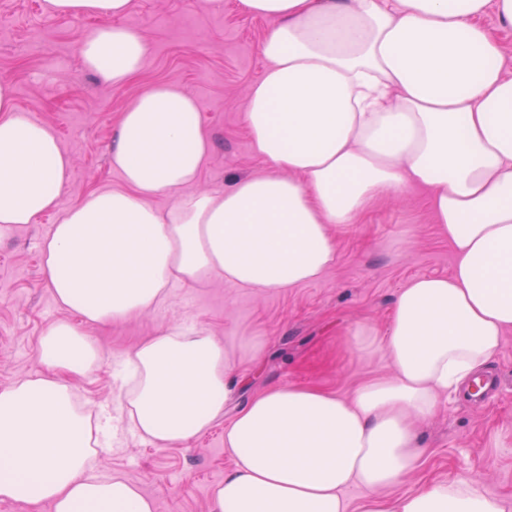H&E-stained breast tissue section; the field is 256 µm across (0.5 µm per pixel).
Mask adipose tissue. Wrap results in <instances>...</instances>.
Listing matches in <instances>:
<instances>
[{
  "mask_svg": "<svg viewBox=\"0 0 512 512\" xmlns=\"http://www.w3.org/2000/svg\"><path fill=\"white\" fill-rule=\"evenodd\" d=\"M270 30L263 77L245 112L269 165L221 193L182 195L214 144L195 97L156 84L122 114L110 164L124 186L61 208L71 159L54 130L16 106L0 81V237L47 213L44 274L61 320L39 337L41 373L0 389V499L52 512H155L122 475H91L102 424L78 404L72 378L102 351L83 331L171 301L175 288L228 280L294 288L336 261L333 230L385 193L426 191L451 243L446 277L412 279L396 296L384 338L360 325L353 344L382 352L393 374L342 396L315 386L267 387L232 419L224 410L241 369L264 348L223 342L202 327L150 337L128 358L129 425L166 448L224 422L235 466L211 512H347L343 491L390 489L417 467V422L498 352L512 332V74L496 30L512 0H240ZM57 16L95 19L80 36L86 71L125 85L147 44L116 25L130 0H46ZM176 194L168 208L153 200ZM391 512H506L466 479L398 498Z\"/></svg>",
  "mask_w": 512,
  "mask_h": 512,
  "instance_id": "ef3b65f1",
  "label": "adipose tissue"
}]
</instances>
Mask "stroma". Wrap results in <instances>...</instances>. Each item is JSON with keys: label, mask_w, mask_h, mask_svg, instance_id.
<instances>
[{"label": "stroma", "mask_w": 512, "mask_h": 512, "mask_svg": "<svg viewBox=\"0 0 512 512\" xmlns=\"http://www.w3.org/2000/svg\"><path fill=\"white\" fill-rule=\"evenodd\" d=\"M120 24L139 29L148 53L142 72L121 87H107L86 72L78 52L90 19L49 14L45 0H0V80L9 81L18 108L58 134L72 158L61 207L88 194L119 189L109 152L127 104L155 83L181 86L197 100L214 150L193 189L223 191L232 176L261 174L267 163L251 145L245 112L265 61L260 45L269 23L241 10L239 0H131ZM56 214L40 216L0 240V388L41 372L36 344L62 319L46 284L40 243ZM337 259L317 280L282 290L241 288L214 280L179 288L167 306L88 326L103 350L95 372L72 382L79 401L107 415L111 430L96 456V475L120 474L156 503V512H210L212 488L234 465L224 427L159 448L133 435L119 403L124 362L143 339L181 324H196L217 338L259 337L262 359L246 373L242 398L274 384L312 385L350 394L361 382L392 372L382 356L365 359L347 347L362 323L385 335L395 298L417 276H447L454 265L423 191L383 196L358 223L337 231ZM488 371L503 382L492 404H472L460 393L442 399L420 423L422 462L400 486L371 492L345 489L349 512L372 498L390 505L399 496L456 477L479 481L490 496L512 502V334L504 338Z\"/></svg>", "instance_id": "stroma-1"}]
</instances>
